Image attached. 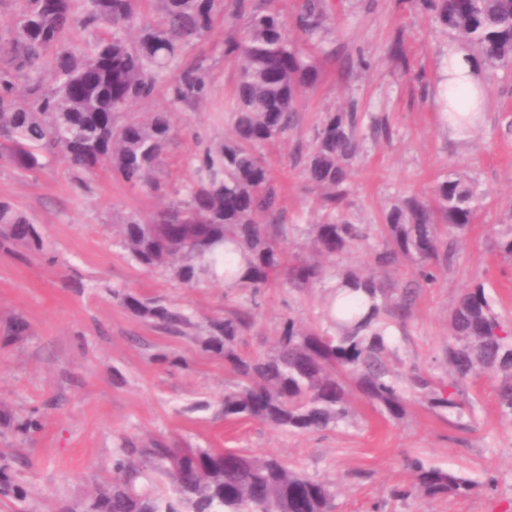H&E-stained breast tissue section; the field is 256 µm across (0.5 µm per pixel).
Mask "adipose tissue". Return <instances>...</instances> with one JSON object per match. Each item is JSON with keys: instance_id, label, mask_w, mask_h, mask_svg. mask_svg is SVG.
<instances>
[{"instance_id": "ef3b65f1", "label": "adipose tissue", "mask_w": 512, "mask_h": 512, "mask_svg": "<svg viewBox=\"0 0 512 512\" xmlns=\"http://www.w3.org/2000/svg\"><path fill=\"white\" fill-rule=\"evenodd\" d=\"M448 126L460 130L484 118L488 96V82L482 68L464 48H448Z\"/></svg>"}]
</instances>
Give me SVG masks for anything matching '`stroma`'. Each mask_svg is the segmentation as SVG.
Masks as SVG:
<instances>
[{"mask_svg": "<svg viewBox=\"0 0 512 512\" xmlns=\"http://www.w3.org/2000/svg\"><path fill=\"white\" fill-rule=\"evenodd\" d=\"M358 2L337 18L336 54L323 60L322 80L305 94L297 126L263 153L278 180L283 223H311L317 194L295 156L309 144L324 111L353 100L363 126L381 117L389 129L387 137L366 139L365 156L354 169L350 202L359 223H379L390 199L407 191L429 193L452 170L486 191L454 267L437 282L417 285L393 362L402 374L415 367L439 375L448 318L464 288L483 280L496 309L512 317V262L496 250L500 226L512 224V75H491L485 120L457 137L442 102L447 34L410 11L406 0ZM228 30L217 22L202 45L213 96L180 114L182 130L165 153V175L173 184L190 179L199 142L224 139L222 106L235 73L234 61L224 56ZM400 30L411 61L407 72L389 55ZM360 52L370 58V70L346 78V60ZM0 200L32 217L45 241L44 253L25 262L0 254V461L10 463L15 485L13 494L0 496V512H65L111 477L125 441L144 446L154 439L277 454L303 474L335 483V512H512V423L498 407V379L468 385L474 417L462 429L456 416L413 393L402 419L359 399L354 425L318 432L225 418L224 391L234 377L197 336L209 318L234 308L237 292L219 283L189 288L170 275L143 271L112 232L116 212L149 214L157 198L113 180L104 168L96 170L92 192L82 193L59 155L34 175L0 168ZM107 283L186 308L194 329L183 336L157 330L112 299L103 289ZM321 294L316 285L264 289L242 353H267L283 317L316 323ZM17 319L25 330L9 335ZM159 353L180 362H154ZM26 416L40 423L29 436L12 429L14 419ZM414 457L479 487L467 497H393V489L412 484L406 461Z\"/></svg>", "mask_w": 512, "mask_h": 512, "instance_id": "35a3bbf8", "label": "stroma"}]
</instances>
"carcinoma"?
<instances>
[{"label":"carcinoma","instance_id":"1","mask_svg":"<svg viewBox=\"0 0 512 512\" xmlns=\"http://www.w3.org/2000/svg\"><path fill=\"white\" fill-rule=\"evenodd\" d=\"M11 33L0 36V165L34 173L59 153L72 182L92 192L91 175L103 166L112 178L162 204L147 218L124 212L112 225L128 259L144 271H163L189 288L220 279L249 291L246 301L210 319L201 346L224 359L233 374L224 392V416L259 419L291 433L353 424L361 397L394 419L406 415L408 391L431 408L462 416L466 385L502 375L497 396L512 420V320L501 316L476 281L460 294L449 316L448 378L419 371L399 374L393 328L404 329L414 290L377 271L411 261L425 282L437 281L456 262L460 239L473 224L485 193L457 172L430 194H405L383 209L382 247L373 267L336 266L370 236L350 212L352 166L364 151L356 104L324 112L306 152L298 153L308 183L319 193L313 224L281 223L279 187L265 146L288 136L307 91L322 78L321 58L336 54L335 6L299 0L284 18L274 0H23ZM448 39L487 70H512V0H408ZM245 21L242 37L224 42L236 61L225 102L224 141L192 159L193 177L179 188L163 178V158L177 136L178 112L211 94L206 57L189 56L217 19ZM390 54L397 67L410 61L403 35ZM371 67L363 53L348 59V76ZM46 69L51 84L23 75ZM167 93L168 107L140 115L134 108ZM298 236L309 253L292 251ZM43 249L35 221L0 201V252ZM496 247L512 261V224ZM363 294L337 307L328 301L323 321H281L273 348L254 358L240 352L255 327L256 297L277 285L324 284ZM136 316L179 334L192 326L183 309L110 289ZM412 491L437 499L466 497L478 484L452 470L412 459ZM85 512H333L335 491L295 470L275 454L250 456L224 448H172L161 440L146 448L127 443L113 461L112 478L87 493Z\"/></svg>","mask_w":512,"mask_h":512}]
</instances>
